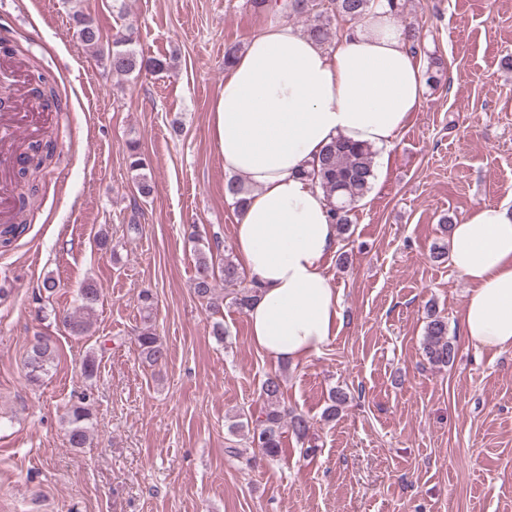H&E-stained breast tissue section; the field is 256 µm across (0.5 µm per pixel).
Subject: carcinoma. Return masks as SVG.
<instances>
[{
  "label": "carcinoma",
  "instance_id": "carcinoma-1",
  "mask_svg": "<svg viewBox=\"0 0 512 512\" xmlns=\"http://www.w3.org/2000/svg\"><path fill=\"white\" fill-rule=\"evenodd\" d=\"M257 11L279 12L287 17L304 18L305 33L313 40L324 44L331 40L333 29L338 25H355L368 17L375 0H283L278 4L274 0H250ZM134 30L125 28L112 35L107 44V60L110 71L119 75L137 73H157L171 68L167 60L157 57H144L136 51ZM32 153L26 155L25 166L18 172L23 180L26 193L21 202L36 197L39 183L46 171L58 160L57 145L49 139L44 143L31 145ZM374 151L371 147L337 138L326 146L307 176L319 184L330 205V218L336 224L340 235L349 230L350 213L356 202L362 199L372 187L375 173ZM127 161L129 169L138 176L137 193L143 198L152 195L154 186L147 174L146 161L139 151L137 143L128 144ZM225 192L235 197L234 205L242 207L248 194L244 182L230 179ZM214 273L213 248L198 249L194 293L216 306L212 274ZM225 297L241 310H246L257 296L255 288H240L238 265L226 256L223 259ZM79 312L65 320V327L74 336L89 333L92 318L100 301L99 288L93 283L86 284L80 290ZM137 347L143 362L153 366L167 358V350L151 328L145 327L137 336ZM424 352L429 362L446 366L456 356L455 346L448 338V322L436 312H431L424 329ZM56 356L55 345L49 338H42L32 346L28 359V377L32 383L40 381L46 375ZM260 393L266 406L256 416L249 437L250 445L269 461H276L283 453L282 434L290 430L298 439L304 440L310 434L311 422L301 414L288 410L281 405L283 378L277 373L266 375L261 383ZM91 408L81 402L71 406L67 412L68 441L73 448H82L87 442Z\"/></svg>",
  "mask_w": 512,
  "mask_h": 512
}]
</instances>
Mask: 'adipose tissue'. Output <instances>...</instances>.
I'll return each instance as SVG.
<instances>
[{"instance_id":"1","label":"adipose tissue","mask_w":512,"mask_h":512,"mask_svg":"<svg viewBox=\"0 0 512 512\" xmlns=\"http://www.w3.org/2000/svg\"><path fill=\"white\" fill-rule=\"evenodd\" d=\"M420 56L386 4L329 50L297 29L272 25L224 75L212 107V140L225 171L253 190L235 224V251L255 279L253 346L297 364L322 352L343 325L341 298L324 270L339 248L323 190L306 176L334 139L372 147L386 163L423 100ZM449 256L469 290L466 340L512 349V206L483 203L452 225Z\"/></svg>"}]
</instances>
